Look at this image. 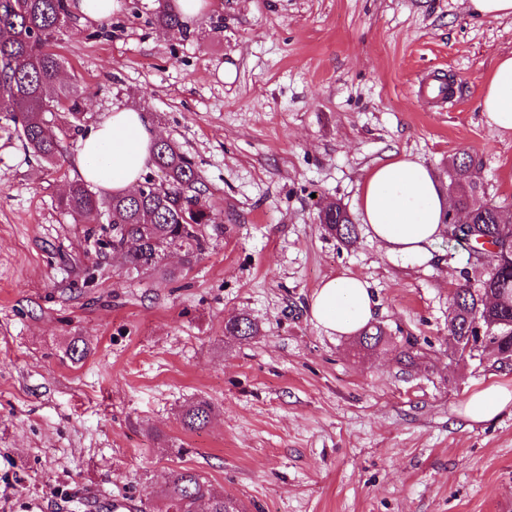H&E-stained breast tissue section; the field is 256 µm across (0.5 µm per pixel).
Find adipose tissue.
<instances>
[{
	"instance_id": "obj_1",
	"label": "adipose tissue",
	"mask_w": 512,
	"mask_h": 512,
	"mask_svg": "<svg viewBox=\"0 0 512 512\" xmlns=\"http://www.w3.org/2000/svg\"><path fill=\"white\" fill-rule=\"evenodd\" d=\"M479 110L496 132H512V55L499 56L483 78ZM157 133L143 113L119 110L81 135L73 163L80 177L106 192L135 190L152 159ZM450 206L433 172L405 154L390 153L366 174L357 207L367 232L387 254L429 260L445 232ZM376 301L365 280L344 272L312 293L309 315L331 336H352L374 316ZM512 407V391L491 386L464 406L473 422L489 421Z\"/></svg>"
}]
</instances>
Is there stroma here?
Listing matches in <instances>:
<instances>
[{"label": "stroma", "instance_id": "obj_1", "mask_svg": "<svg viewBox=\"0 0 512 512\" xmlns=\"http://www.w3.org/2000/svg\"><path fill=\"white\" fill-rule=\"evenodd\" d=\"M165 2L115 0L111 21L71 17L51 44L81 92L78 129L56 114V164L0 112V512L137 510L183 468L243 512H501L512 408L474 424L463 407L489 385L512 390V366L448 345L467 251L442 239L420 263L363 229L345 245L318 213L336 202L359 221L362 180L388 153L444 185L463 149L482 164L478 202L512 205V135L477 107L512 53V18H471L467 0H209L166 31ZM431 70L451 111L418 92ZM119 109L145 113L207 187L224 230L191 267L171 255L128 273L104 246L109 225L58 206L81 129ZM342 272L373 291L376 350L310 319L312 293ZM242 314L257 335L225 336ZM76 339L91 349L78 363ZM197 398L212 417L183 430Z\"/></svg>", "mask_w": 512, "mask_h": 512}]
</instances>
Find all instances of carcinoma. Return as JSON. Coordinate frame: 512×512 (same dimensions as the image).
Masks as SVG:
<instances>
[{
    "instance_id": "1",
    "label": "carcinoma",
    "mask_w": 512,
    "mask_h": 512,
    "mask_svg": "<svg viewBox=\"0 0 512 512\" xmlns=\"http://www.w3.org/2000/svg\"><path fill=\"white\" fill-rule=\"evenodd\" d=\"M68 0H0V112L16 120L19 137L25 148L46 163H53L61 153L65 130L47 115L55 111L60 97L70 98L72 117L79 96L76 90L57 86L60 58L49 50L50 43L68 24ZM155 23L164 30L181 26L179 17L163 9ZM153 165L162 173L159 185L140 194L100 196L83 181H73L58 206L87 224L104 219L112 228V251L122 255L127 272L155 270L167 252L181 254L186 267L205 249L202 227H222L216 214L202 198L206 187L194 163L170 142L155 144ZM480 163L466 150L454 156L448 167V188L452 209L466 215L472 237L445 233L448 246L468 250L472 275L453 293L448 319V343L455 351H477L472 343L475 325L488 337L486 349L498 355L499 363L512 359V215L501 207L475 202L480 188L477 170ZM319 221L325 231L343 244L357 237V227L339 204L321 208ZM490 237L500 247L497 253L480 255L477 239ZM257 332L249 318L239 316L224 323V335L247 340ZM385 341L379 326L364 329L359 345L374 350ZM211 405L196 399L186 404L181 425L187 431L205 426ZM156 512H195L198 503L208 512H242L237 501L216 493L209 482L191 469L171 474L157 494Z\"/></svg>"
}]
</instances>
